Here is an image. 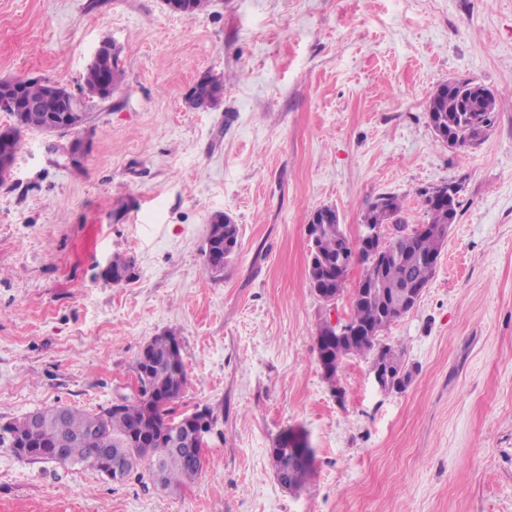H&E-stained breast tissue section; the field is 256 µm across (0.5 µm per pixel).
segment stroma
<instances>
[{
    "mask_svg": "<svg viewBox=\"0 0 512 512\" xmlns=\"http://www.w3.org/2000/svg\"><path fill=\"white\" fill-rule=\"evenodd\" d=\"M122 50L111 98L83 95L102 41ZM220 104L186 108L204 73ZM82 99L68 133L26 132L0 185V418L125 395L153 337L174 332L187 384L177 414L219 415L201 473L177 493L0 446V512H512V0H0V79ZM470 79L500 101L485 141L439 142L426 103ZM84 139L80 168L54 147ZM460 189L459 217L417 306L384 334L412 372L383 393L364 356L341 396L315 351L326 302L309 286L307 224L335 207L356 238L370 202ZM239 227L204 273L212 215ZM136 278L115 285L114 257ZM314 450L283 488L272 448Z\"/></svg>",
    "mask_w": 512,
    "mask_h": 512,
    "instance_id": "obj_1",
    "label": "stroma"
}]
</instances>
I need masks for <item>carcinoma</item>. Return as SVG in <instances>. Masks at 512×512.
I'll return each instance as SVG.
<instances>
[{"instance_id":"obj_1","label":"carcinoma","mask_w":512,"mask_h":512,"mask_svg":"<svg viewBox=\"0 0 512 512\" xmlns=\"http://www.w3.org/2000/svg\"><path fill=\"white\" fill-rule=\"evenodd\" d=\"M121 50L113 48L110 64L111 88L98 86L95 67L89 66L84 77V89L102 100L112 96L123 82L124 70L120 66ZM21 86L24 104L18 111H8L13 124L3 130L6 146L14 158L22 146V134L27 131L50 133V118L57 114L59 100L48 90V84L37 79H17ZM476 83L464 81L455 89L440 84L426 104L429 122L438 135L453 138L463 148L477 144L479 123L494 118L498 100L493 91L480 89L472 95L467 89ZM224 80L218 76H201L185 96L187 106L195 111H208L224 98ZM422 206L427 220L417 225L412 233L395 235L389 240L385 262L376 260L360 240H351L336 229H324L316 239L314 260L309 265L310 288L320 290L318 296L329 301L336 298V289L346 287V272L338 263L346 259L363 266L358 286H376L374 292L364 298L351 296V326L363 331V336L348 350L337 349L336 340L327 335L325 322H320L315 336L318 355L330 352L341 358L350 355L388 356L403 363L400 349L383 340V333L400 318V313L390 307L378 283L394 286L406 279H413L426 286L435 274L436 262L448 237V209L433 200V193H422ZM222 215H215L209 225L206 238L205 273L216 278V267H225L237 253L238 228L235 224L221 222ZM408 223L404 199L393 194H383L371 202L363 215L365 224ZM177 340L172 332L151 339L140 351L135 370L142 382L141 397L126 401L119 409H102L86 413L67 409L65 428H60L54 409L44 412L36 433L41 447L31 452L27 459L35 462H51L47 454L57 441L66 436L68 462L91 463L98 448H118L122 465L127 473L137 470L143 463L149 465V476L162 488L178 491L183 483L198 476L202 463L175 448L171 442L169 425L177 421L174 406L157 400L149 403L154 393H172L182 396L187 375L181 352L176 350ZM30 433L28 416L12 419L0 425V446L16 448L17 442ZM312 467L295 464L287 475L291 489L298 490L307 481Z\"/></svg>"}]
</instances>
